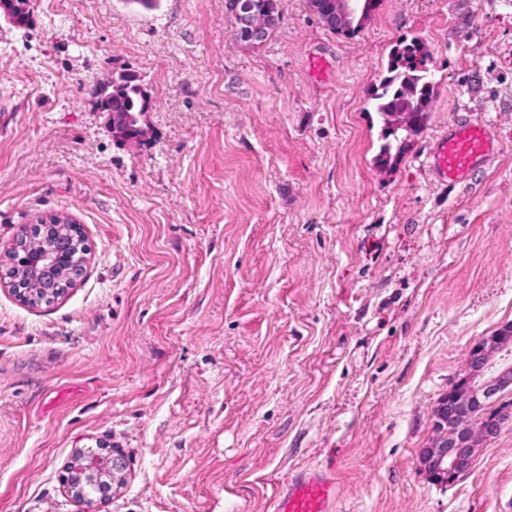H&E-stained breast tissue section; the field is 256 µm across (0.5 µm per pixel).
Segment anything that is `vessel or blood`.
<instances>
[{
  "instance_id": "obj_1",
  "label": "vessel or blood",
  "mask_w": 512,
  "mask_h": 512,
  "mask_svg": "<svg viewBox=\"0 0 512 512\" xmlns=\"http://www.w3.org/2000/svg\"><path fill=\"white\" fill-rule=\"evenodd\" d=\"M490 149L484 126L462 124L438 137L431 166L443 182L456 184ZM335 497L336 484L326 471L302 469L279 492L274 512H330Z\"/></svg>"
}]
</instances>
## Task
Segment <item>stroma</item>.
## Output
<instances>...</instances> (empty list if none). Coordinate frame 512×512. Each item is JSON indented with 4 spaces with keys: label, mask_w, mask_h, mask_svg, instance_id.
Masks as SVG:
<instances>
[{
    "label": "stroma",
    "mask_w": 512,
    "mask_h": 512,
    "mask_svg": "<svg viewBox=\"0 0 512 512\" xmlns=\"http://www.w3.org/2000/svg\"><path fill=\"white\" fill-rule=\"evenodd\" d=\"M0 15V252L80 224L86 271L49 307L0 287V512H80L74 454L122 449L95 512H273L303 467L331 512H512V422L450 485L419 462L469 347L512 322V0H378L354 34L278 0L245 43L229 0H28ZM431 54L429 120L376 163L369 95L403 38ZM122 74L153 135L93 93ZM494 143L469 180L428 157ZM116 82L121 85L122 92L117 97H112V93H110L105 98V100H110L108 103L109 107L103 104L102 112H108V123L117 134L124 139H135L142 142L147 139L148 130L145 127H140L139 133L133 132L134 136H131V131L127 128L126 121L120 117H112V112L133 113L145 110L147 108V101L144 94L139 85L134 83L132 79L125 78ZM490 150L491 143L484 126L462 124L449 135L445 132L437 138L431 167L443 182L457 184Z\"/></svg>",
    "instance_id": "1"
}]
</instances>
